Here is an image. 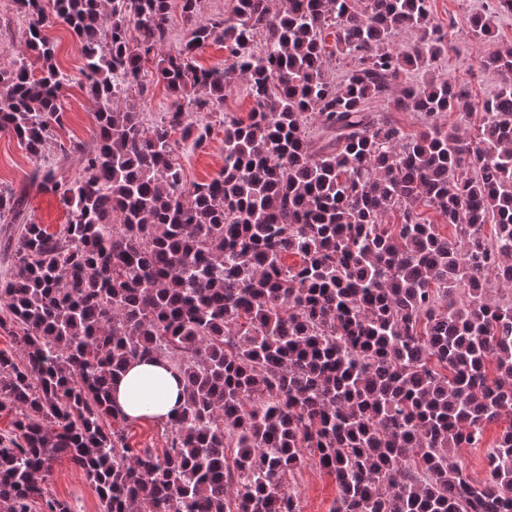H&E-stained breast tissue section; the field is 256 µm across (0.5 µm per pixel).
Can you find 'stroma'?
<instances>
[{
	"label": "stroma",
	"mask_w": 512,
	"mask_h": 512,
	"mask_svg": "<svg viewBox=\"0 0 512 512\" xmlns=\"http://www.w3.org/2000/svg\"><path fill=\"white\" fill-rule=\"evenodd\" d=\"M431 16L448 34V50L437 63L438 69L459 85L467 86L473 102L491 97L498 86V76L490 70H482L480 61L486 53L483 44L472 38L469 17L476 12L487 14L494 11V0H430ZM66 122L61 130L62 138H74L86 148L95 144L94 111L96 104L78 84H70L64 90ZM253 103L235 86L224 98L222 111L209 114L211 137L204 147L184 148L179 161L187 182H204L214 177L224 165L225 113L234 112L246 116ZM33 165L17 139L0 133V187L9 186L25 190L28 208L35 223L56 231L66 224L68 212L53 192L30 185L29 175ZM288 486L300 499L301 512H329L338 495L334 479L312 459H304L302 465L290 477ZM50 494L69 501L77 512H100V503L94 488L81 470L69 460L58 459L47 486Z\"/></svg>",
	"instance_id": "1"
}]
</instances>
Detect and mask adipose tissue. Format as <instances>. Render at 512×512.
I'll return each mask as SVG.
<instances>
[{
	"label": "adipose tissue",
	"instance_id": "ef3b65f1",
	"mask_svg": "<svg viewBox=\"0 0 512 512\" xmlns=\"http://www.w3.org/2000/svg\"><path fill=\"white\" fill-rule=\"evenodd\" d=\"M182 380L161 359L132 361L112 384L115 406L132 421L164 422L183 403Z\"/></svg>",
	"mask_w": 512,
	"mask_h": 512
}]
</instances>
